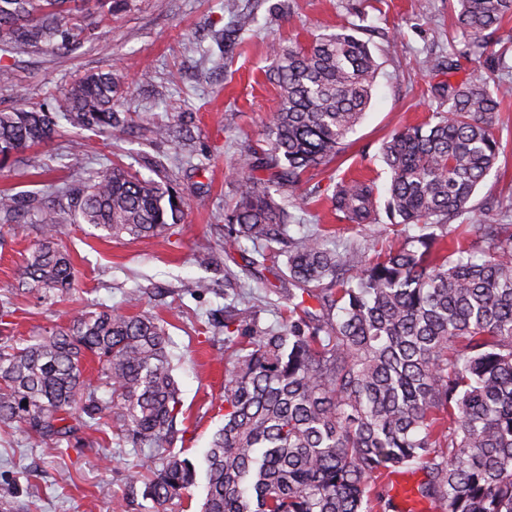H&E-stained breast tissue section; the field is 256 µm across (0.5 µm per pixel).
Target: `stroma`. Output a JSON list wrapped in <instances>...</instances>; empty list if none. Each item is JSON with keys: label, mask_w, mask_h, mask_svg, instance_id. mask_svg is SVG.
<instances>
[{"label": "stroma", "mask_w": 512, "mask_h": 512, "mask_svg": "<svg viewBox=\"0 0 512 512\" xmlns=\"http://www.w3.org/2000/svg\"><path fill=\"white\" fill-rule=\"evenodd\" d=\"M240 12L252 13L255 23L228 56L213 33L234 26ZM451 23L448 0H121L77 53L35 51L19 62L0 53V67L12 68L10 83L0 84V110L63 92L84 73L110 68L127 85L119 109L131 125L106 136L59 120L52 141L0 168V190L27 194L46 180L81 182L116 163L140 177L170 181L185 203L180 222L156 238L116 240L87 224L62 225L58 244L72 259L77 285L60 298L43 299L19 286L35 223L0 234V342L30 344L66 325L79 308L136 310L163 320L183 402L172 448L202 461L224 423L214 405L224 397V368L231 362L225 307L252 308L263 329H279L286 320L277 295L288 285L285 260L252 268L246 258L253 243L228 238L224 230L238 161L248 148L263 149L265 124L278 108V89L265 77L271 44L304 42L347 26L381 64L345 152L313 173L320 197L302 200L285 190L275 196L292 216L290 236L328 229L329 247L360 266L373 259L372 235L396 249L421 229L395 228L383 211L373 224L341 221L327 187L362 175L375 180L378 198L386 199L383 141L439 109L430 91L438 78L423 69L424 60H453L459 81L512 85V21L487 48L467 54L454 42ZM157 123L169 125L168 139L155 138ZM497 133L506 153L471 204L483 210L486 223L512 224V97L499 113ZM111 425L107 409L99 429H81L71 443L40 446L0 425V500L11 512H150L143 483L130 477L147 472L152 452L113 444Z\"/></svg>", "instance_id": "1"}]
</instances>
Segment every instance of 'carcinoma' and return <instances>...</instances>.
I'll return each instance as SVG.
<instances>
[{"label": "carcinoma", "instance_id": "1", "mask_svg": "<svg viewBox=\"0 0 512 512\" xmlns=\"http://www.w3.org/2000/svg\"><path fill=\"white\" fill-rule=\"evenodd\" d=\"M118 0H0V45L15 58L45 48L71 54L89 42ZM465 46L512 16V0H456ZM269 77L280 106L266 125L264 157L241 156L228 235L265 246L248 264L276 259L288 244V321L262 330L248 308L224 309L234 358L225 369L224 424L205 453L202 512H390L383 479L424 473L416 494L440 512H512V224H482L468 203L503 152L496 132L512 87L440 84L448 111L390 135L391 224L441 229L405 239L366 268L330 250L318 232L293 241L272 189L295 191L301 176L344 152L360 123L379 64L354 29L311 43L273 46ZM120 79L84 75L59 109L98 134L123 131ZM47 101L0 110V162L51 140ZM351 224H373L375 182L340 179L331 197ZM183 200L164 182L114 164L78 186L47 184L26 201L0 191V223L36 215L40 239L22 285L44 297L75 286V268L56 243L60 225L89 224L106 238L157 237L178 223ZM490 240L478 263L448 238L462 215ZM157 319L114 310L78 311L65 327L22 348L0 345V424L35 443L75 437V412L88 426L101 412L85 375L98 359L111 385L112 440L154 450L144 496L153 512L189 496L194 463L166 451L182 400ZM27 405H22V402Z\"/></svg>", "mask_w": 512, "mask_h": 512}]
</instances>
